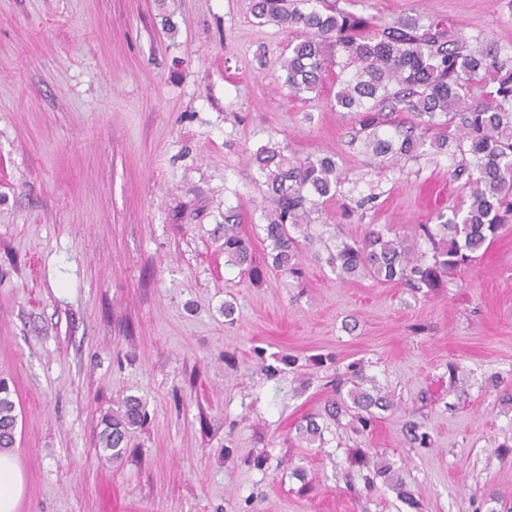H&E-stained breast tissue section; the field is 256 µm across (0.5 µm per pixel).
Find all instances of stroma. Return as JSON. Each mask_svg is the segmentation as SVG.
<instances>
[{"mask_svg": "<svg viewBox=\"0 0 512 512\" xmlns=\"http://www.w3.org/2000/svg\"><path fill=\"white\" fill-rule=\"evenodd\" d=\"M253 0H0V381L16 402L18 512H512V226L445 288L340 280L327 262L365 224L413 238L463 205L428 157L368 171L336 110V71L287 97L296 32ZM363 31L420 16L512 47V0H336ZM335 156L303 275L252 281L224 258L226 212L263 251L268 137ZM377 193L359 216L356 202ZM233 318H225V303ZM296 365L282 364L283 356ZM361 369L395 406L367 432L296 427ZM147 414L122 462L101 416ZM421 422L430 445L409 443ZM418 508L366 487L355 450ZM358 462L361 463L363 467L369 469L370 475L372 474V477H368L366 475L365 480L368 486L374 484V479L382 478L385 483L390 485L397 492L400 498L404 500L411 499L410 493L406 489V484L403 481V478L399 474H396L385 460L379 457L376 459L373 458L371 465L372 469H370V461L365 455H361V457L358 458Z\"/></svg>", "mask_w": 512, "mask_h": 512, "instance_id": "1", "label": "stroma"}]
</instances>
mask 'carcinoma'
<instances>
[{"instance_id":"carcinoma-1","label":"carcinoma","mask_w":512,"mask_h":512,"mask_svg":"<svg viewBox=\"0 0 512 512\" xmlns=\"http://www.w3.org/2000/svg\"><path fill=\"white\" fill-rule=\"evenodd\" d=\"M260 25H274L299 34V42L281 64L282 85L289 95L313 92L327 68L336 66L335 105L353 123L351 144L359 145L373 168L403 171V160L428 156L441 164L454 145L461 160L450 166L454 179L465 178L466 207L436 214L437 223L419 224L418 235L432 247V261L393 233L388 225L367 224L360 238L342 242L330 263L342 278L370 277L429 291L445 285V277L464 272L473 254L512 222V50L462 33L448 38L441 24L418 20L379 26L357 35L360 22L334 5L317 0H253ZM495 85L486 92L481 81ZM395 127V134L384 131ZM254 163L267 187L262 208L264 241L270 261L259 265L253 246L234 214L224 216V256L244 268L255 282L273 269L299 279L301 241L313 239L314 214L341 193L344 178L330 156L300 159L289 145L269 141L254 153ZM342 381L325 402L326 417H351L353 430H369L376 411L394 402L376 386H356L342 395ZM140 400L128 397L123 408L101 418V459L123 460L128 436L144 423ZM17 417L9 387L0 382V448L15 443ZM421 424L405 423L407 439L427 445ZM307 444L321 439L316 415L297 427ZM370 469L369 485L383 479L404 500L410 499L403 478L381 458H358Z\"/></svg>"}]
</instances>
